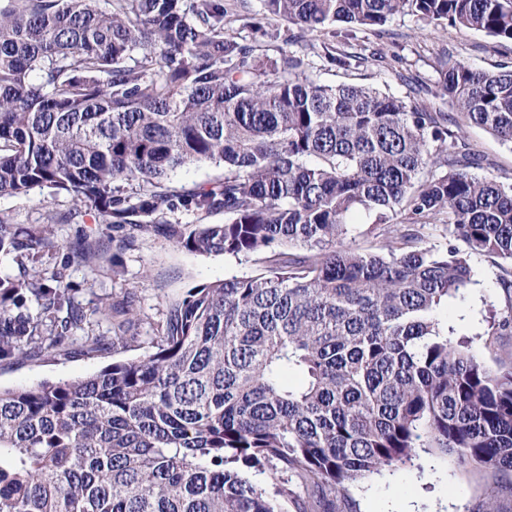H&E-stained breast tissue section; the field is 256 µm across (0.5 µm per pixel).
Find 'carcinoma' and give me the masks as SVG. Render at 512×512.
Segmentation results:
<instances>
[{
  "mask_svg": "<svg viewBox=\"0 0 512 512\" xmlns=\"http://www.w3.org/2000/svg\"><path fill=\"white\" fill-rule=\"evenodd\" d=\"M314 33L412 13L512 40V0H263ZM224 0H0V197L95 205L112 228L265 272L191 288L151 352L74 380L0 389V512H336L347 486L420 453L512 471V360L494 370L441 308L469 255L512 266V187L446 112L308 73L224 32ZM436 95L512 143V70L448 58ZM224 164L189 190L170 172ZM372 221L376 251L347 241ZM178 211L224 213L181 224ZM441 224L448 243L429 244ZM52 246L0 218V256ZM512 320V270L499 277ZM138 318L131 305L95 309ZM61 273L0 276V360L51 353L77 328ZM254 476L266 480L257 482ZM301 486V497L292 485Z\"/></svg>",
  "mask_w": 512,
  "mask_h": 512,
  "instance_id": "1",
  "label": "carcinoma"
}]
</instances>
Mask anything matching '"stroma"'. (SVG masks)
Instances as JSON below:
<instances>
[{"mask_svg": "<svg viewBox=\"0 0 512 512\" xmlns=\"http://www.w3.org/2000/svg\"><path fill=\"white\" fill-rule=\"evenodd\" d=\"M231 21L228 33L241 42L257 46L260 58H276L277 44L272 31H286L314 44L309 53V73L319 82L336 85L354 83L369 86L400 98H410L434 112L458 115L449 99L437 97L439 69L447 57L464 60L486 71L512 69V40L482 31L452 29L446 22H425L412 14L392 17L384 26L357 32L347 38L340 23L326 24L321 31L301 33L298 26L278 20L255 28L254 21L264 11L262 0H227ZM349 45L351 51L364 50L373 58L359 68L336 67L326 59L325 48ZM465 138L484 158L481 172L499 182L512 184V144L489 130L467 124ZM74 213L68 223L47 225V213ZM0 217L24 229H50L53 248L42 252L37 269H61L65 275L71 304L87 313L85 333L108 338L111 319L96 316L95 308L109 307L133 296L139 313V335H151L162 321L168 303L181 299L189 288L233 275L258 274L264 265L259 258L239 263L221 254L201 255L186 251L148 232L125 228L131 247L118 257L104 255L90 263L76 257L84 243L111 242L116 232L94 205L75 204L70 196H49L35 189L21 197L1 196ZM474 283L463 298L448 302L449 322L461 333L483 343L488 330L490 307H502L501 274L497 258L471 256ZM147 345L103 344L90 352L80 338H66L51 354L19 356L0 361V387L18 388L43 381L69 380L89 376L118 360L143 357ZM496 512H512V472L462 469L453 460L422 455L420 467H402L350 486L347 501L336 512H484L487 502Z\"/></svg>", "mask_w": 512, "mask_h": 512, "instance_id": "stroma-1", "label": "stroma"}]
</instances>
